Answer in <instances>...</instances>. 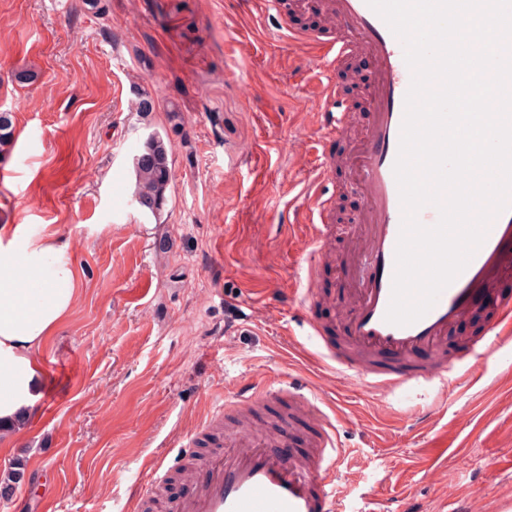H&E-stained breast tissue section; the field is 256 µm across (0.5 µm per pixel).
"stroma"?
<instances>
[{"label": "stroma", "mask_w": 512, "mask_h": 512, "mask_svg": "<svg viewBox=\"0 0 512 512\" xmlns=\"http://www.w3.org/2000/svg\"><path fill=\"white\" fill-rule=\"evenodd\" d=\"M29 72L26 82L18 72ZM258 0H0V224L59 238L80 282L70 316L42 351L37 421L0 447L20 469L0 512H128L172 462L186 430L255 381L325 397L343 455L328 491L336 512H470L512 492V350L452 392L385 394L314 363L297 288L307 256L292 210L314 166L297 152L324 81ZM153 111L136 110L139 96ZM173 146L167 204L132 201V161L148 134ZM337 171L335 254L317 269L337 304L316 318L340 342L347 242L363 205ZM434 415V430L411 415ZM497 479H490V467Z\"/></svg>", "instance_id": "stroma-1"}]
</instances>
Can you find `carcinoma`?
I'll return each mask as SVG.
<instances>
[{
    "label": "carcinoma",
    "instance_id": "obj_1",
    "mask_svg": "<svg viewBox=\"0 0 512 512\" xmlns=\"http://www.w3.org/2000/svg\"><path fill=\"white\" fill-rule=\"evenodd\" d=\"M13 141L11 114L0 112V147ZM172 144L155 131L144 141L142 151L133 158L135 189L133 201L146 213L160 215L167 202L166 192L173 178Z\"/></svg>",
    "mask_w": 512,
    "mask_h": 512
}]
</instances>
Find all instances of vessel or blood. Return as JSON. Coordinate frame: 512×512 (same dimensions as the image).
I'll return each mask as SVG.
<instances>
[{
    "mask_svg": "<svg viewBox=\"0 0 512 512\" xmlns=\"http://www.w3.org/2000/svg\"><path fill=\"white\" fill-rule=\"evenodd\" d=\"M319 14L331 34L319 44L323 57L340 65L359 50L374 61L376 72L365 88L363 119L347 109L343 88L330 83L322 88L318 163L305 197L306 209L316 220L302 227L306 246L314 250L307 276H314L332 254L336 226L324 185L338 165L356 171L364 205L359 230L348 240L351 267L358 275L350 301L342 306V341L330 343L314 318L318 300L311 285L300 293L308 335L317 339L318 355L327 368L350 373L375 391L391 392L451 374L460 379L478 365L490 369L498 350L512 343V298L501 293L512 282V209L493 220L466 268L421 319L404 326L386 321L402 223L394 163L411 71L401 41L366 0H321ZM345 134L354 135L355 141L352 155L341 161L329 145L332 137ZM481 307L489 316L481 334L463 350H449V332ZM421 351L430 353L429 362L416 363ZM280 396L290 404V422L305 423L314 431L307 454L292 460L272 451L262 423L254 417L257 407ZM228 417L234 418V426L224 429L221 449L206 457L197 455L201 430L187 434L183 460L195 463L197 470L192 493L175 501L173 512H334L327 487L341 452L336 426L299 386L250 384L216 406L206 427H222Z\"/></svg>",
    "mask_w": 512,
    "mask_h": 512,
    "instance_id": "vessel-or-blood-1",
    "label": "vessel or blood"
}]
</instances>
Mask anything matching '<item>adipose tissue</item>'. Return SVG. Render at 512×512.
Here are the masks:
<instances>
[{
	"mask_svg": "<svg viewBox=\"0 0 512 512\" xmlns=\"http://www.w3.org/2000/svg\"><path fill=\"white\" fill-rule=\"evenodd\" d=\"M18 224L0 225V446L20 443L41 397V351L75 303L77 274L57 239L14 242Z\"/></svg>",
	"mask_w": 512,
	"mask_h": 512,
	"instance_id": "ef3b65f1",
	"label": "adipose tissue"
}]
</instances>
